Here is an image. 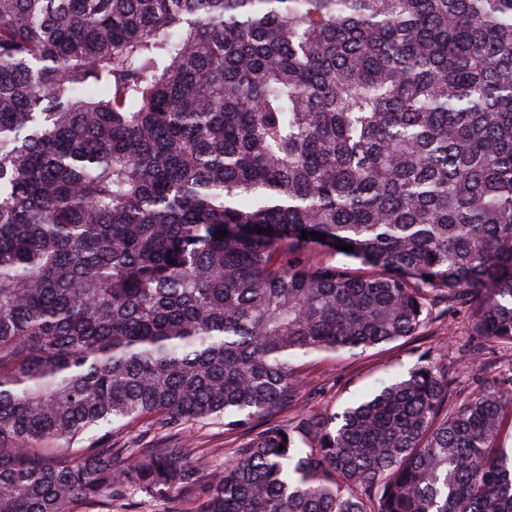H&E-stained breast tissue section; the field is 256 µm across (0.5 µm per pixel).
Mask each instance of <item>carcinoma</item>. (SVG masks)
<instances>
[{"label": "carcinoma", "instance_id": "obj_1", "mask_svg": "<svg viewBox=\"0 0 512 512\" xmlns=\"http://www.w3.org/2000/svg\"><path fill=\"white\" fill-rule=\"evenodd\" d=\"M432 296L512 347V0H0V512H512V393L429 361L222 471L112 442L250 432Z\"/></svg>", "mask_w": 512, "mask_h": 512}]
</instances>
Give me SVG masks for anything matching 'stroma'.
<instances>
[{"mask_svg":"<svg viewBox=\"0 0 512 512\" xmlns=\"http://www.w3.org/2000/svg\"><path fill=\"white\" fill-rule=\"evenodd\" d=\"M467 316L466 307L449 306L441 298L417 335L358 354L322 351L299 356L302 396L297 405L273 414L271 423L290 426L306 415L342 410L353 400L372 394L379 381L401 378L426 359L447 366L452 390L460 395L495 380L507 382L512 378V348L472 336ZM141 436L140 428L128 427L119 438L128 442ZM145 439L150 444L184 445L194 455H207L216 467L229 463L242 442L240 433L225 431L223 424L209 421L175 432L157 424Z\"/></svg>","mask_w":512,"mask_h":512,"instance_id":"35a3bbf8","label":"stroma"}]
</instances>
